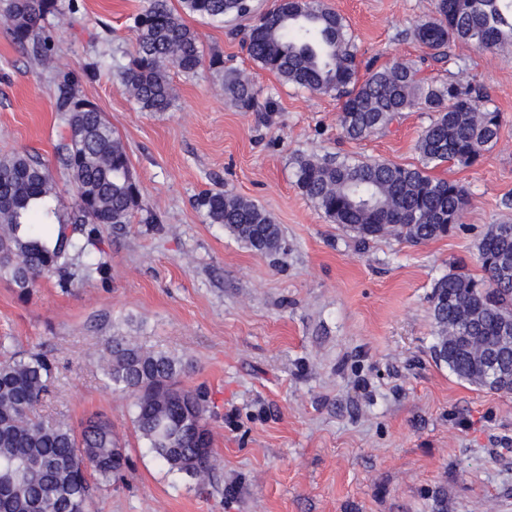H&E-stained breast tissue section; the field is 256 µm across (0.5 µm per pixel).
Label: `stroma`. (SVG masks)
I'll return each instance as SVG.
<instances>
[{
    "label": "stroma",
    "instance_id": "35a3bbf8",
    "mask_svg": "<svg viewBox=\"0 0 512 512\" xmlns=\"http://www.w3.org/2000/svg\"><path fill=\"white\" fill-rule=\"evenodd\" d=\"M324 2L355 31L359 65L410 62L419 78L480 87L504 113L479 165L435 170L469 191L447 236L362 245L302 195L296 156L413 164L429 116L408 112L366 140L346 138L340 101L281 83L248 57L238 34L250 19L185 22L205 53L262 89V112L227 103L205 65L193 76L169 68L173 106L141 110L118 71L145 0H74L71 24L46 21L54 51L42 64L0 23V157L38 155L68 216L75 191L55 157L65 125L54 102L72 74L125 143L141 207L159 218L102 227L104 274L74 265L69 291L48 276L23 300L0 278V336L57 361L44 413L76 426L103 416L129 449L132 470L92 512H512V394L462 381L435 359L430 302L445 274L483 277L482 235L512 223V48L458 43L428 59L411 30L433 16L434 0ZM220 190L271 213L284 250L253 251L211 223L197 199ZM113 335L182 357L183 385L209 391L208 492L158 463L137 438L130 394L104 386L98 351Z\"/></svg>",
    "mask_w": 512,
    "mask_h": 512
}]
</instances>
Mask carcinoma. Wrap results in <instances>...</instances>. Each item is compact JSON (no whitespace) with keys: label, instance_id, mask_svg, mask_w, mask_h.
Segmentation results:
<instances>
[{"label":"carcinoma","instance_id":"cac0c4a2","mask_svg":"<svg viewBox=\"0 0 512 512\" xmlns=\"http://www.w3.org/2000/svg\"><path fill=\"white\" fill-rule=\"evenodd\" d=\"M180 3L183 13L202 18L252 12L251 0ZM65 16L63 0H0L12 40L36 63L51 53L42 22L53 17L61 24ZM134 37L120 82L142 110L164 112L175 98L168 68L195 72L202 44L167 0H148L135 16ZM413 37L434 56L455 43L479 50L512 46V0H436L435 17L417 24ZM242 45L282 83L342 101L340 125L352 140L387 130L413 109L430 113L415 145L416 165L337 154L298 157L296 186L325 218L361 243L391 236L420 244L461 223L469 202L465 186L431 170L443 163L473 167L497 143L505 116L480 89L424 81L415 67L401 63L374 68L359 80L350 25L322 0H277L244 32ZM210 68L231 104H258L262 90L224 69L222 56H212ZM55 109L66 128L55 148L57 160L78 188L67 220L55 222L57 185L39 157L0 158V277L21 297L47 275L68 285L76 261L89 273L101 270L91 252L97 227L130 224L140 208L127 148L104 113L68 77L58 84ZM198 206L247 248L270 255L282 250L280 225L258 204L211 191ZM479 254L486 277L448 273L434 283L433 354L463 380L512 393V347L501 344L504 327L512 326V224L492 225ZM100 361L106 384L132 395L134 425L146 448L169 471L203 484L212 470V401L207 391L182 385L187 364L126 336L108 337ZM55 370L52 354L11 353L6 337L0 338V512H90L97 493L131 469L111 422L96 417L77 431L63 418L40 413Z\"/></svg>","mask_w":512,"mask_h":512}]
</instances>
